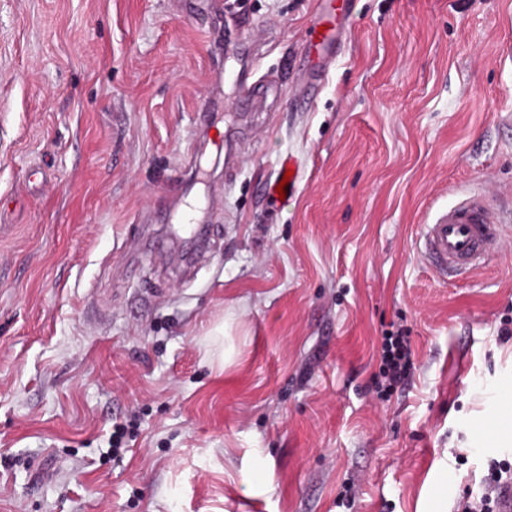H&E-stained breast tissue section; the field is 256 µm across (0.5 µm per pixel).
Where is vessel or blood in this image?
I'll return each instance as SVG.
<instances>
[{
  "label": "vessel or blood",
  "mask_w": 512,
  "mask_h": 512,
  "mask_svg": "<svg viewBox=\"0 0 512 512\" xmlns=\"http://www.w3.org/2000/svg\"><path fill=\"white\" fill-rule=\"evenodd\" d=\"M182 13L191 17L221 16L223 0H177ZM354 0H317L306 28V47L311 59L299 84L293 88V100L301 109H311L326 82L330 67L341 44V32L353 19ZM303 178L298 157L287 155L274 165L261 186L270 201L293 200ZM284 193H277V186ZM503 219L480 194L471 195L456 205L435 212L425 224L422 253L440 273L464 274L486 264L502 244Z\"/></svg>",
  "instance_id": "b4317fda"
}]
</instances>
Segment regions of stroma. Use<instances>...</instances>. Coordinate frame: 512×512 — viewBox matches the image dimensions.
<instances>
[{
  "instance_id": "35a3bbf8",
  "label": "stroma",
  "mask_w": 512,
  "mask_h": 512,
  "mask_svg": "<svg viewBox=\"0 0 512 512\" xmlns=\"http://www.w3.org/2000/svg\"><path fill=\"white\" fill-rule=\"evenodd\" d=\"M313 8L224 0L267 40L214 89L171 0H0V512H453L512 455V0H357L299 112ZM243 72L282 83L232 110ZM287 154L280 209L258 183ZM473 193L503 248L442 278L426 215ZM213 199L210 248L179 258L169 210ZM394 325L417 369L381 402ZM292 168L294 174L289 179L287 185L284 187L285 198L280 200L279 193L276 192V187L280 184L285 172ZM303 178V165L298 157L288 154L280 158L274 165L273 171L261 186V193L271 202H276L282 207L288 206V203L293 200L297 187Z\"/></svg>"
}]
</instances>
